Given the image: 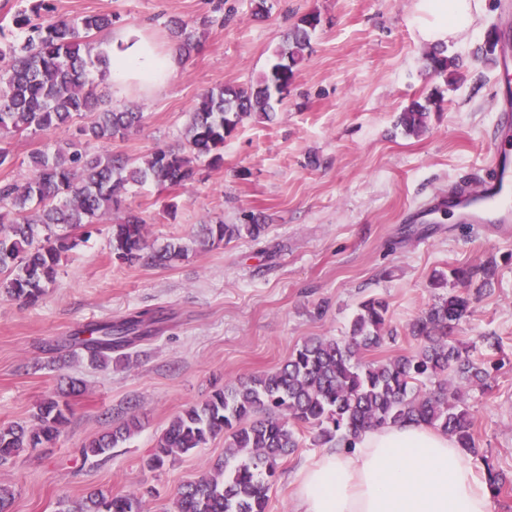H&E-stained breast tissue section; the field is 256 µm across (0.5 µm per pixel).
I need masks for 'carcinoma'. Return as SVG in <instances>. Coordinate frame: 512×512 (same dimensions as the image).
Masks as SVG:
<instances>
[{
  "label": "carcinoma",
  "mask_w": 512,
  "mask_h": 512,
  "mask_svg": "<svg viewBox=\"0 0 512 512\" xmlns=\"http://www.w3.org/2000/svg\"><path fill=\"white\" fill-rule=\"evenodd\" d=\"M47 11V0H20L12 19L26 30L20 43L7 39L0 25V167L12 161L5 139L67 127L78 118L88 121L79 126V140L32 153L31 175L24 185L0 182V289L29 305L37 304L56 281L61 257L77 245V233L88 235L89 226L119 208L130 186H183L195 180L200 162L212 167L223 162L224 141L244 119H271L273 103L293 84L320 24L316 13L301 17L275 61L255 82L212 88L201 95L189 113L183 147L158 149L139 161L114 154L105 145L127 137L143 113L108 105L90 79L92 72L108 66L103 53H93L92 36L112 28V16L54 18L45 15ZM172 36L181 56L199 51L189 24L177 25ZM423 64L449 83L460 67L458 58L445 55L442 47L428 51ZM441 100L435 91L423 104L412 102L399 113L398 124L408 135L424 132L429 106ZM146 224L141 214L129 211L112 225L110 246L119 259L167 267L188 257L187 243L149 245ZM266 228L265 217L250 214L246 224L201 225L193 243L209 249L244 235L257 239ZM494 278L491 264L436 273L431 287L444 293L408 325L418 349L381 360L365 362L363 356L396 342L387 329L388 304L379 298L362 302L346 336L308 337L281 367L226 386L179 412L146 467L159 470L222 434L224 460L181 488L176 512H266L279 461L301 447L303 428L313 430L314 445L349 452L367 429L423 424L448 433L472 455H482L465 394L471 388H489L492 375L454 332L470 314V289L491 288ZM166 319L161 309L134 312L84 328L65 347L100 366L114 353L127 359L129 350L151 338L156 325ZM69 414L68 402L49 396L42 399L31 423L0 426V462L25 448L55 443ZM140 427L132 415L84 444L80 454L84 459L103 456ZM485 482L494 497L512 492V480L490 466ZM76 512H140V501L133 494L96 490L83 498Z\"/></svg>",
  "instance_id": "cac0c4a2"
}]
</instances>
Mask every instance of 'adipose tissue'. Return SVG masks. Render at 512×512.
Instances as JSON below:
<instances>
[{"label":"adipose tissue","mask_w":512,"mask_h":512,"mask_svg":"<svg viewBox=\"0 0 512 512\" xmlns=\"http://www.w3.org/2000/svg\"><path fill=\"white\" fill-rule=\"evenodd\" d=\"M485 0H417L415 22L432 46L466 40ZM106 82L163 89L180 65L174 48L159 49L136 28L106 44ZM296 512H493L491 492L471 456L443 431L406 424L370 429L351 452L321 451L296 475Z\"/></svg>","instance_id":"1"}]
</instances>
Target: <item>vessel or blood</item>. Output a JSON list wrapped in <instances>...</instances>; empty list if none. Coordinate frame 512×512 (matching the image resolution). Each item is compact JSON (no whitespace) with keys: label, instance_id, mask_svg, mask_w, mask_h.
I'll return each instance as SVG.
<instances>
[{"label":"vessel or blood","instance_id":"vessel-or-blood-1","mask_svg":"<svg viewBox=\"0 0 512 512\" xmlns=\"http://www.w3.org/2000/svg\"><path fill=\"white\" fill-rule=\"evenodd\" d=\"M450 202L462 226L512 227V150L492 148L481 176L453 190Z\"/></svg>","mask_w":512,"mask_h":512}]
</instances>
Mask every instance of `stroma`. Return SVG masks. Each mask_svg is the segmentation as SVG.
<instances>
[{"label":"stroma","mask_w":512,"mask_h":512,"mask_svg":"<svg viewBox=\"0 0 512 512\" xmlns=\"http://www.w3.org/2000/svg\"><path fill=\"white\" fill-rule=\"evenodd\" d=\"M270 2L256 19L251 0H52L56 15L109 13L116 27L137 28L161 49L171 44L169 21L196 28L201 49L162 91L134 85L116 96L107 82L97 86L113 105L141 106V127L111 147L138 158L181 143L204 90L256 80L303 15L318 13L321 23L271 120H244L224 142L222 166H201L175 190L132 187L122 204L142 214L157 246L190 241L203 224L242 223L248 212L265 216L263 236L197 249L165 268L129 264L109 246L114 219L106 216L63 257L37 305L0 293V426L32 421L42 398L61 394L69 379L85 385L70 397L72 415L55 444L0 464V486L14 492L11 512H69L97 489L137 494L140 512H175L180 487L224 456L219 437L145 469L179 411L277 368L307 337L346 335L371 297L388 303L398 332L378 357L415 351L406 328L433 303L434 273L490 259L495 284L474 299L455 336L492 368V390L470 391L468 404L487 459L512 475V236L459 227L447 203L451 188L478 178L498 127L496 99L512 93L503 71L512 23L499 0H486L481 32L448 47L463 62L449 85L423 68L428 47L412 22L414 0ZM494 24L501 41L491 63L480 48ZM437 88L443 101L426 132L405 134L399 112ZM77 137L72 126L9 139L13 161L0 167V181L25 183L31 153ZM145 309L168 318L129 359L93 367L63 347L87 325ZM52 343L59 353H48ZM133 413L139 432L104 460L81 457L85 442ZM302 443L282 459L267 512H294V474L317 452L311 435Z\"/></svg>","instance_id":"35a3bbf8"}]
</instances>
